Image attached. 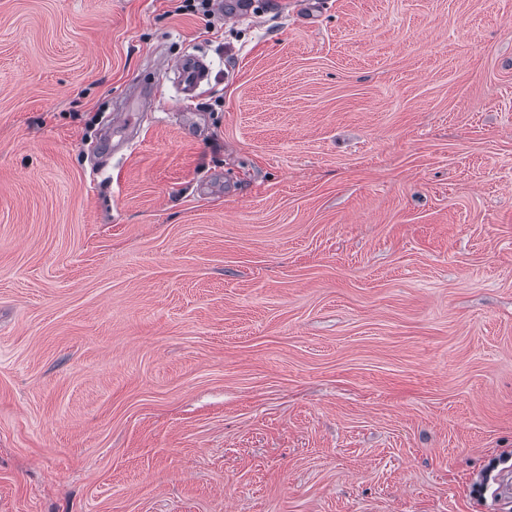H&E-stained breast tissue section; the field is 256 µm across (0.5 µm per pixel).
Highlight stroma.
Instances as JSON below:
<instances>
[{"label": "stroma", "instance_id": "35a3bbf8", "mask_svg": "<svg viewBox=\"0 0 512 512\" xmlns=\"http://www.w3.org/2000/svg\"><path fill=\"white\" fill-rule=\"evenodd\" d=\"M258 3L0 0V512H512V0ZM183 99L192 101L200 85L205 81L206 65L196 55H185L176 62Z\"/></svg>", "mask_w": 512, "mask_h": 512}]
</instances>
